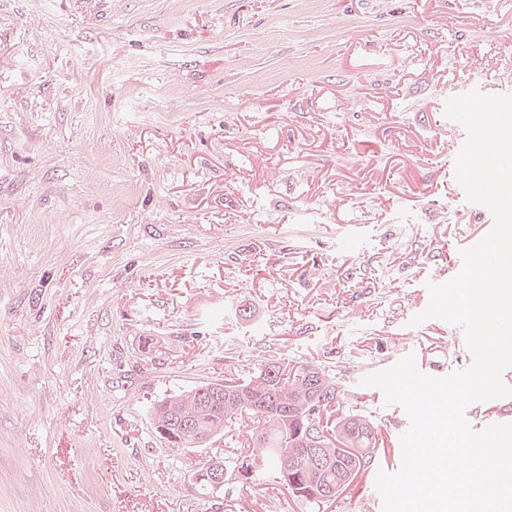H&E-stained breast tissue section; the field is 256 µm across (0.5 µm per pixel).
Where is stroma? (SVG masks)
I'll return each instance as SVG.
<instances>
[{
	"instance_id": "35a3bbf8",
	"label": "stroma",
	"mask_w": 512,
	"mask_h": 512,
	"mask_svg": "<svg viewBox=\"0 0 512 512\" xmlns=\"http://www.w3.org/2000/svg\"><path fill=\"white\" fill-rule=\"evenodd\" d=\"M475 89L512 94V0H0V512H310L205 496L156 433L228 351L404 434L363 378L473 361L412 319L494 222L445 115Z\"/></svg>"
}]
</instances>
